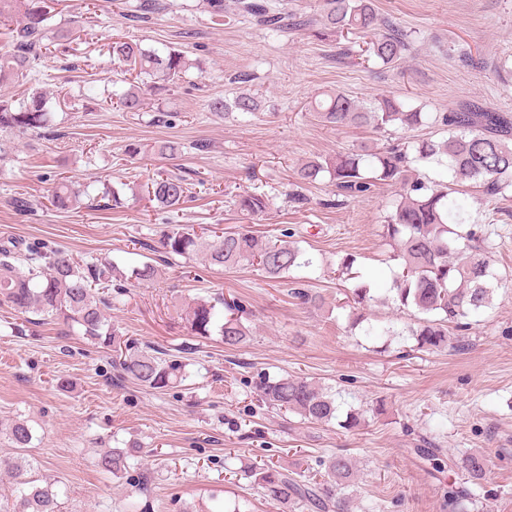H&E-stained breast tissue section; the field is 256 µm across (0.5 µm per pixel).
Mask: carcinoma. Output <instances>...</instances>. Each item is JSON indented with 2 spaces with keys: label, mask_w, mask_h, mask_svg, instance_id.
Instances as JSON below:
<instances>
[{
  "label": "carcinoma",
  "mask_w": 512,
  "mask_h": 512,
  "mask_svg": "<svg viewBox=\"0 0 512 512\" xmlns=\"http://www.w3.org/2000/svg\"><path fill=\"white\" fill-rule=\"evenodd\" d=\"M316 18H302L277 9L269 0H236L240 14L249 16L274 36L290 29L318 26L315 36L354 34L366 44L365 52L382 65L402 59L408 49L406 35L392 22L381 19L375 0H319ZM23 7L22 18L11 31L10 50L0 53V85L27 80L43 49L54 43L66 50L77 32L50 26L47 0H0V19L12 17ZM112 57L124 63L134 75L128 89L116 94L125 112H139L144 96L162 82L175 85L197 67L184 53L168 48L161 52L145 48L140 41L119 38L112 42ZM213 112L261 111V100L251 93L233 99L214 98ZM313 112L330 127L367 126L396 133L417 129L430 122L447 127L448 136L438 140L415 139L403 145L362 146L354 152L334 157H316L295 169L302 184L317 182L329 174L337 191L357 198L377 183L396 187L393 210L383 225V237L392 248L393 259L401 261L402 273L387 288L388 299L398 309L413 311L414 322L403 327L415 341V349L434 352L458 340L454 330L462 320L481 313L491 304L498 283L492 269L491 251L484 245L478 225H467L463 204L452 196V187L475 184L489 201L512 189V112L498 111L480 100H468L448 113L433 117L395 97L382 96L367 105L341 90L322 93L314 100ZM49 99L34 90L22 99L0 98V137L20 136L46 130L52 122ZM436 164L451 173L452 184L425 181L414 175L415 166ZM188 188L185 180L159 174L146 185L149 199L163 209L180 206ZM80 191L64 180L55 183L51 204L59 210L73 207ZM269 196L258 192L238 195L237 207L247 216L268 212ZM469 229H464V226ZM286 239L273 242L251 230L226 231L205 235L183 224H174L161 245L171 256H202L213 266L236 269L257 266L269 279H281L294 269L310 267L313 256ZM462 247H457L458 243ZM105 271L96 265L81 266L63 250L26 254L0 247V301L21 312L43 316L67 329L78 325L82 335L116 353L112 360L121 375L135 384L164 391L186 379V363L177 356L152 346L139 348L114 328L106 311L111 300L100 295L97 286ZM242 309L221 297H195L187 306L186 321L192 335L207 338L216 333L224 346L236 348L246 342L249 329ZM260 401L268 407L300 417L308 424L333 420L345 430L360 425L362 413L351 410L338 420L335 395L304 377L283 374L265 376L258 385ZM15 449L12 456H0V475L13 480L11 497L0 498V512H62L55 483L36 484L26 478L32 462L26 452L33 439L28 421L15 419L0 423ZM134 458V448H104L97 458L98 468L114 477L122 475ZM321 482L298 480L269 464L255 473V483L268 500L290 512H349L350 501L343 490L356 477L355 465L343 454H332L324 461ZM467 483L478 486L485 479L487 458L467 453L453 461ZM448 512H463L461 491L456 483L444 492Z\"/></svg>",
  "instance_id": "obj_1"
}]
</instances>
